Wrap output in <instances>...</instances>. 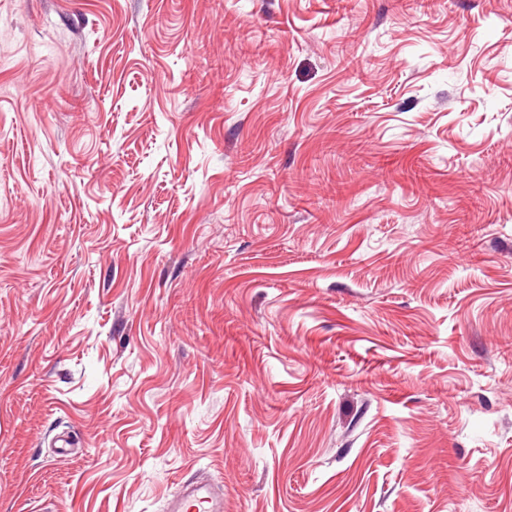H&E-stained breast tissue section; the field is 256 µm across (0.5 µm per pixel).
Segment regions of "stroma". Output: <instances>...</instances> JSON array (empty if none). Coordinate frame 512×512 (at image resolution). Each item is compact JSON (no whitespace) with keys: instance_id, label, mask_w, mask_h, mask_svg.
Instances as JSON below:
<instances>
[{"instance_id":"35a3bbf8","label":"stroma","mask_w":512,"mask_h":512,"mask_svg":"<svg viewBox=\"0 0 512 512\" xmlns=\"http://www.w3.org/2000/svg\"><path fill=\"white\" fill-rule=\"evenodd\" d=\"M512 512V0H0V512ZM224 504L205 484H187L169 503L170 512H222Z\"/></svg>"}]
</instances>
